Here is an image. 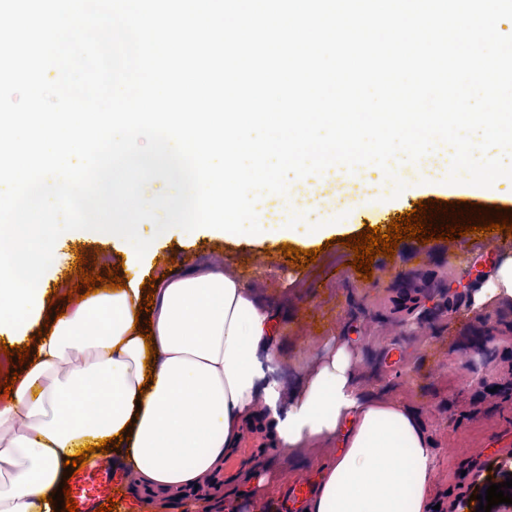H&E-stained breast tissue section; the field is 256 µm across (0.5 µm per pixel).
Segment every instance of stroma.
Wrapping results in <instances>:
<instances>
[{
  "label": "stroma",
  "mask_w": 512,
  "mask_h": 512,
  "mask_svg": "<svg viewBox=\"0 0 512 512\" xmlns=\"http://www.w3.org/2000/svg\"><path fill=\"white\" fill-rule=\"evenodd\" d=\"M466 201L476 217L512 218V189L471 193L428 190L395 201L385 196L363 199L347 208V235L369 227H387L405 216L417 201ZM278 238H223L205 229L189 234L166 231L155 239L153 255L144 257V278L181 275L210 263L236 270L257 296L272 304L280 327L275 341L273 378L283 400L300 389L307 370L324 344L335 337L354 340L358 383L364 392L416 410L435 448L432 503L439 512H475L479 494L512 477V302L491 301L481 315L467 308L448 315L427 309L412 333L401 334L390 320V300L415 284L442 287L446 274H461L469 263L489 255L512 254V234L495 231L470 234L456 250L444 239L399 242L394 256L378 255L371 277L352 267L354 252L336 243L318 253L316 262L296 266L284 257ZM66 261L47 269L39 286L50 305L46 316L62 308L66 289L75 285L70 273L77 258L120 278L130 273L123 253L113 251L98 231L78 229L61 243ZM263 278H255V271ZM495 338H488L489 327ZM333 453L314 444L301 456L276 448L263 416L245 424L242 440L224 464L222 475L178 500L162 512H185L188 503L232 491L239 470L248 463L264 467L271 480L264 491L243 500L239 512H292L288 490L314 481L318 463Z\"/></svg>",
  "instance_id": "obj_1"
}]
</instances>
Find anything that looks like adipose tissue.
<instances>
[{"instance_id":"adipose-tissue-1","label":"adipose tissue","mask_w":512,"mask_h":512,"mask_svg":"<svg viewBox=\"0 0 512 512\" xmlns=\"http://www.w3.org/2000/svg\"><path fill=\"white\" fill-rule=\"evenodd\" d=\"M139 285L81 299L37 338L0 400V512H54L65 461L89 445L165 500L221 470L261 406L280 450L336 447L306 512H429L432 442L409 407L358 390L350 340L334 339L284 406L267 377L278 316L237 273L158 279L147 312Z\"/></svg>"}]
</instances>
